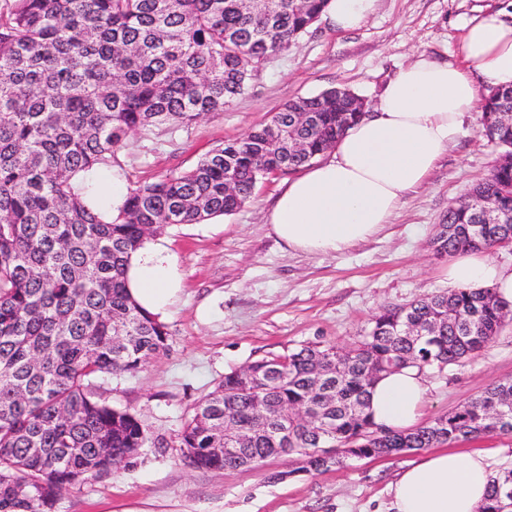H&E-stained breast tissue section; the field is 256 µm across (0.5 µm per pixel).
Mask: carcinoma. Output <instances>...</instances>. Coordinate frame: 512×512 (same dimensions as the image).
Returning <instances> with one entry per match:
<instances>
[{
    "mask_svg": "<svg viewBox=\"0 0 512 512\" xmlns=\"http://www.w3.org/2000/svg\"><path fill=\"white\" fill-rule=\"evenodd\" d=\"M328 0H9L0 9V512H53L63 490L101 479L138 457L146 428L100 399L101 375H135L168 349L167 327L126 290L128 255L153 225L198 224L231 214L266 176L331 151L365 115L347 88L288 101L246 137L192 169L140 186L115 217L80 171L112 167L134 131L191 123L244 95L255 72L318 20ZM512 88L485 100L481 135L502 150L471 194L512 219ZM288 169H283V162ZM237 194L224 196V181ZM512 245V223L485 224L482 209L448 208L437 256ZM512 304L490 289L453 288L383 309L346 349L318 343L224 374L181 433L196 470L250 468L281 454L317 475L321 448L390 458L490 436H512V378L411 432L366 413L375 379L411 365L443 370L475 357ZM309 406L315 425L288 423L280 407ZM229 429L231 453L213 444ZM512 505V467L492 477L479 512Z\"/></svg>",
    "mask_w": 512,
    "mask_h": 512,
    "instance_id": "cac0c4a2",
    "label": "carcinoma"
}]
</instances>
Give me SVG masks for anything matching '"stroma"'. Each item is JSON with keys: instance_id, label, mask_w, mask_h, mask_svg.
Instances as JSON below:
<instances>
[{"instance_id": "obj_1", "label": "stroma", "mask_w": 512, "mask_h": 512, "mask_svg": "<svg viewBox=\"0 0 512 512\" xmlns=\"http://www.w3.org/2000/svg\"><path fill=\"white\" fill-rule=\"evenodd\" d=\"M493 12L512 21V0H379L376 13L346 33L318 21L224 111L134 132L113 164L130 189L182 173L289 100L331 87L351 89L374 107L419 55L460 60L467 25ZM480 122L477 113L466 118L457 144L391 223L341 255L288 251L272 235L268 215L288 180L282 173L260 180L234 214L164 227L160 235L184 273L181 298L165 321L168 350L136 375L99 380L103 397L135 412L150 440L118 472L63 491L55 512H387L389 484L421 452L350 458L315 476L294 473L288 455L255 468L202 471L184 464L177 438L193 405L225 373L308 342L348 346L385 306L448 290V262L430 241L449 206L467 197L500 156L480 136ZM510 377L512 321L474 358L427 373L422 419L447 414ZM280 471L287 479L272 480Z\"/></svg>"}]
</instances>
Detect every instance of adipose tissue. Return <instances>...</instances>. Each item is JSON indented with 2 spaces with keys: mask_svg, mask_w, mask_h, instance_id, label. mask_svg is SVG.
<instances>
[{
  "mask_svg": "<svg viewBox=\"0 0 512 512\" xmlns=\"http://www.w3.org/2000/svg\"><path fill=\"white\" fill-rule=\"evenodd\" d=\"M378 0H329L324 16L339 31L359 28ZM465 65L425 56L400 69L373 112L352 124L329 157L304 167L278 195L272 233L289 250L341 254L390 223L403 198L421 187L457 140L465 118L490 91L512 87V22L488 14L462 42ZM183 273L162 238L146 240L128 258L127 291L147 315L169 317ZM453 287L492 289L512 303V268L484 250L466 249L448 263ZM422 373L403 366L372 386L368 412L376 424L414 428L424 406ZM491 472L478 452L439 451L403 468L389 487L390 512H477Z\"/></svg>",
  "mask_w": 512,
  "mask_h": 512,
  "instance_id": "obj_1",
  "label": "adipose tissue"
}]
</instances>
